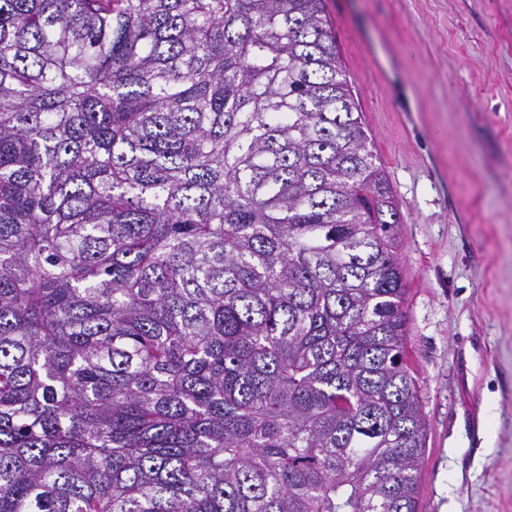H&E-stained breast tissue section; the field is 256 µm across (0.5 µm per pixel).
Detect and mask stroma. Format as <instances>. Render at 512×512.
Here are the masks:
<instances>
[{"label":"stroma","instance_id":"1","mask_svg":"<svg viewBox=\"0 0 512 512\" xmlns=\"http://www.w3.org/2000/svg\"><path fill=\"white\" fill-rule=\"evenodd\" d=\"M398 206L418 512H512V0H326Z\"/></svg>","mask_w":512,"mask_h":512}]
</instances>
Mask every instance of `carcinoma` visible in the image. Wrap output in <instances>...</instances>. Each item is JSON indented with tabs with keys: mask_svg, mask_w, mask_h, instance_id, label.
<instances>
[{
	"mask_svg": "<svg viewBox=\"0 0 512 512\" xmlns=\"http://www.w3.org/2000/svg\"><path fill=\"white\" fill-rule=\"evenodd\" d=\"M368 145L325 0H0V512H417Z\"/></svg>",
	"mask_w": 512,
	"mask_h": 512,
	"instance_id": "carcinoma-1",
	"label": "carcinoma"
}]
</instances>
